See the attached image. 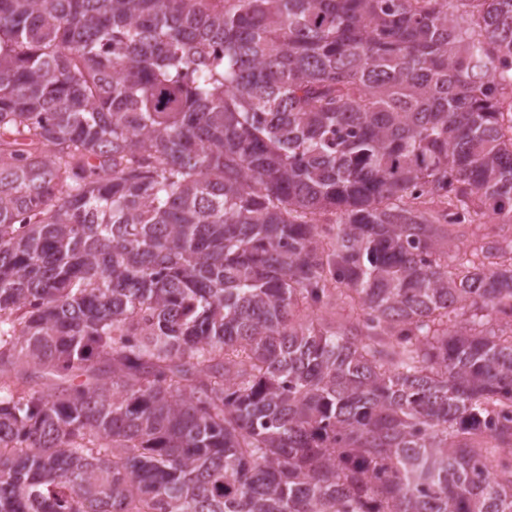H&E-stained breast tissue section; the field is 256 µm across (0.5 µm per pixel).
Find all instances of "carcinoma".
<instances>
[{
	"label": "carcinoma",
	"instance_id": "carcinoma-1",
	"mask_svg": "<svg viewBox=\"0 0 512 512\" xmlns=\"http://www.w3.org/2000/svg\"><path fill=\"white\" fill-rule=\"evenodd\" d=\"M489 218L512 0H0V512H512ZM451 228L453 237L466 245L486 234L496 235L499 238H512V224H463L460 227Z\"/></svg>",
	"mask_w": 512,
	"mask_h": 512
}]
</instances>
